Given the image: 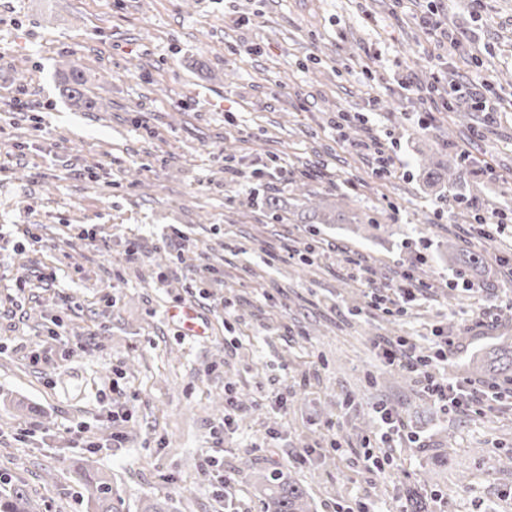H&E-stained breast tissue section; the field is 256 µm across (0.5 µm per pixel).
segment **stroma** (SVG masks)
<instances>
[{"label":"stroma","mask_w":512,"mask_h":512,"mask_svg":"<svg viewBox=\"0 0 512 512\" xmlns=\"http://www.w3.org/2000/svg\"><path fill=\"white\" fill-rule=\"evenodd\" d=\"M429 9L462 41L449 78L485 84L506 103L495 116L456 96L419 128L424 106L396 80L425 81L444 52L415 22ZM71 65L95 109L64 96ZM19 97L37 118L15 112ZM340 112L369 122L336 130ZM371 132L397 156L384 178L353 147ZM463 146L476 164L458 185L427 186L425 166ZM0 152L11 158L0 172L1 488L22 489L36 512H86L77 469L89 458L124 512L149 499L263 512L254 479L277 471L309 491L314 512L359 502L398 512L412 490L426 512H512V404L448 414L373 352L401 337L428 351V330L445 327L456 383L512 338V235L484 238L475 222L512 217V0H0ZM55 155L96 177H75ZM256 158L292 173L257 179ZM473 183L471 208L462 197ZM330 190L351 197L344 223H298L295 209ZM78 224L95 225L96 245ZM175 226L194 243L178 258L162 244ZM132 235L142 241L133 263ZM308 244L317 258L287 259ZM415 244L427 292L404 316L370 312L349 259L380 285ZM451 249L483 253L490 277L454 287ZM201 265L219 277L205 299L189 286ZM183 307L206 335L172 317ZM54 321L63 338L49 337ZM228 387L243 410L219 442L211 430ZM276 391L285 407L272 404ZM380 402L408 432L382 472L363 463ZM116 407L127 421L113 422ZM209 456L235 477L229 493L209 482Z\"/></svg>","instance_id":"35a3bbf8"}]
</instances>
